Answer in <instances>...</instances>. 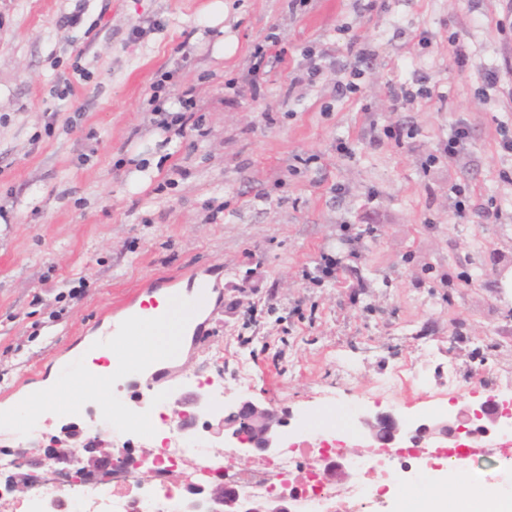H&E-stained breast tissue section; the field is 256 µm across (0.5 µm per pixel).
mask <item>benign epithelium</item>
Instances as JSON below:
<instances>
[{
  "instance_id": "7a95c632",
  "label": "benign epithelium",
  "mask_w": 512,
  "mask_h": 512,
  "mask_svg": "<svg viewBox=\"0 0 512 512\" xmlns=\"http://www.w3.org/2000/svg\"><path fill=\"white\" fill-rule=\"evenodd\" d=\"M183 405L185 410L181 411L179 430L181 434L189 435L208 406L198 399H187ZM358 421L373 440L387 448L406 439L412 441L418 436L424 439L438 434L446 438L457 432V428L447 421L431 426L392 413L374 418L360 414ZM468 422L472 432L485 434L492 427H512V411L507 408L500 410L494 402L485 401L470 408ZM286 424L288 412L246 400L224 408V417L220 419L218 428L224 432V436L237 443L239 457L271 460L280 453L282 428ZM86 452V458L76 459L71 452L57 448L47 451L45 456L38 448H20L17 455L22 459L21 466L29 468V472L20 473L18 482L31 487L33 470L44 465L46 456L61 464L55 473L62 482L70 485L82 482L89 474L110 470L117 462L110 448L96 446L86 449ZM191 493L193 500L190 501V509L194 512H291L289 500L284 496L243 497L237 491L224 487L221 482L196 486Z\"/></svg>"
}]
</instances>
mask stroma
Here are the masks:
<instances>
[{
	"label": "stroma",
	"instance_id": "stroma-1",
	"mask_svg": "<svg viewBox=\"0 0 512 512\" xmlns=\"http://www.w3.org/2000/svg\"><path fill=\"white\" fill-rule=\"evenodd\" d=\"M210 2L0 0V402L46 386L142 295L196 275L218 286L205 333L140 402H163L168 419L184 396L216 410L251 400L288 410L284 444L330 432L361 461L370 443L357 414H438L463 429L474 403H512L496 385L512 375V154L498 145L512 95L474 94L483 71L512 59L507 0L371 11L368 0H306L294 12L288 0H223L221 30L208 25ZM72 14L78 23L63 25ZM270 35L283 61L257 94L241 91L251 49ZM353 35L373 60L357 62ZM308 47L324 55L321 74L288 85ZM356 64L360 93L338 96ZM77 69L85 81L56 98ZM422 76L436 98L393 108V87ZM187 90L200 138L150 110L155 96L179 111ZM460 121L464 150L440 155ZM391 125L409 138H387ZM352 249L340 281L316 282L321 254ZM91 441L152 448L122 421L88 416L75 430L62 412L24 435L0 430V450L34 442L81 457ZM392 473L385 512L449 479Z\"/></svg>",
	"mask_w": 512,
	"mask_h": 512
}]
</instances>
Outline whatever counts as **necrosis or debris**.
Instances as JSON below:
<instances>
[{
    "instance_id": "obj_1",
    "label": "necrosis or debris",
    "mask_w": 512,
    "mask_h": 512,
    "mask_svg": "<svg viewBox=\"0 0 512 512\" xmlns=\"http://www.w3.org/2000/svg\"><path fill=\"white\" fill-rule=\"evenodd\" d=\"M189 449L183 448L177 428H169L162 446L148 457L132 456L130 463L109 478H90L79 485H58L50 476L34 480L35 493L24 501L0 498V512H187L191 487L218 475L225 486L243 494L260 497L269 491L285 494L293 512H379L390 498L393 452L386 448L369 449L365 461L356 462L355 471L378 470L374 487L358 484L341 496L321 479L327 462L343 461L342 444L335 439H321L305 457L285 453L277 459L260 460L247 467L233 465L231 459L211 457L191 463ZM149 469L155 488L151 493L140 489V471ZM184 472L183 483L171 480L175 472Z\"/></svg>"
}]
</instances>
